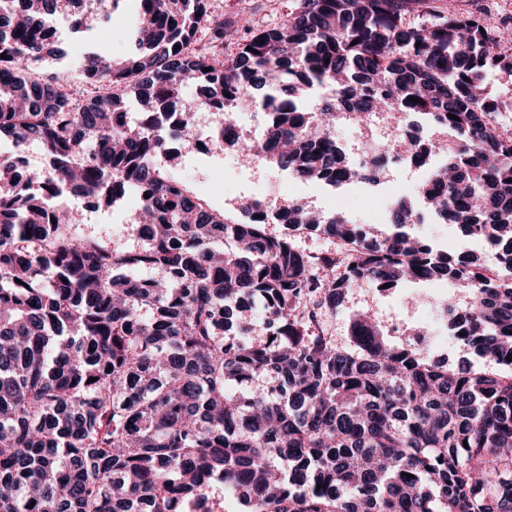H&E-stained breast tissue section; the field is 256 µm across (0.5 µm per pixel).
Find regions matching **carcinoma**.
Instances as JSON below:
<instances>
[{"instance_id": "1", "label": "carcinoma", "mask_w": 512, "mask_h": 512, "mask_svg": "<svg viewBox=\"0 0 512 512\" xmlns=\"http://www.w3.org/2000/svg\"><path fill=\"white\" fill-rule=\"evenodd\" d=\"M91 2L0 0V142L48 160L25 174L0 153V512H224L226 494L239 512H512V133L497 122L512 97L485 81L512 78V54L490 19L298 0L258 29L207 0H139L138 52L84 57L81 79L106 92L80 104L37 69L58 53L50 19L110 20ZM202 23L215 48L242 33L236 56L192 50ZM247 110L271 113L259 147L235 123ZM200 112L224 115L210 136L243 162L306 182L442 157L416 193L491 261L406 232L404 199L388 232L296 200L251 197L227 220L156 162L182 157L172 140L197 148ZM377 114L390 133L356 167L333 129ZM65 195L97 210L136 198L137 243L50 205ZM301 233L336 248L306 253ZM448 280L468 297L448 300L454 337L483 369L432 357L422 329L392 346L368 312L348 347L322 329L359 281Z\"/></svg>"}]
</instances>
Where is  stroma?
<instances>
[{"instance_id":"obj_1","label":"stroma","mask_w":512,"mask_h":512,"mask_svg":"<svg viewBox=\"0 0 512 512\" xmlns=\"http://www.w3.org/2000/svg\"><path fill=\"white\" fill-rule=\"evenodd\" d=\"M432 4L437 11L450 15L487 14L501 49L512 52V0H432ZM295 5L296 0H208L211 15L224 20L246 16L258 28L284 23ZM138 7L137 0H120L116 9L119 20L116 23L91 20L78 32L59 28L57 36L64 53L59 58L44 62L40 67L41 72L59 73L68 81L75 98H90L93 90L80 77L81 57L93 53L115 59L128 57L135 49L136 35L132 20ZM234 158V153L228 151L210 157L190 153L181 158L174 174L210 206L224 211L226 217L231 219L237 216L235 206L241 198L253 193H267L275 202L299 199L318 210L342 211L356 224L371 223L381 206H393L398 199L411 195L416 183L414 177L401 173L375 188L358 185L334 188L297 180L264 161L223 173L225 162ZM68 204L80 223L99 225L113 244L128 246L134 243L135 236L129 220L137 206L135 200L128 199L119 207L96 213L88 212L80 199H69ZM408 230L427 237L438 249L452 254L462 248L479 255L484 252L480 241H463L454 226L435 222L426 215L418 223L409 225ZM450 297L461 305L466 302L463 291L448 282H407L388 294L361 283L351 289L342 308L323 318L322 327L338 344L349 345L351 316L368 309L382 326L387 342L405 344L407 329L424 327L429 329L433 337V356L444 358L454 366L466 364L481 367V360L456 345L444 322L433 315V303Z\"/></svg>"}]
</instances>
